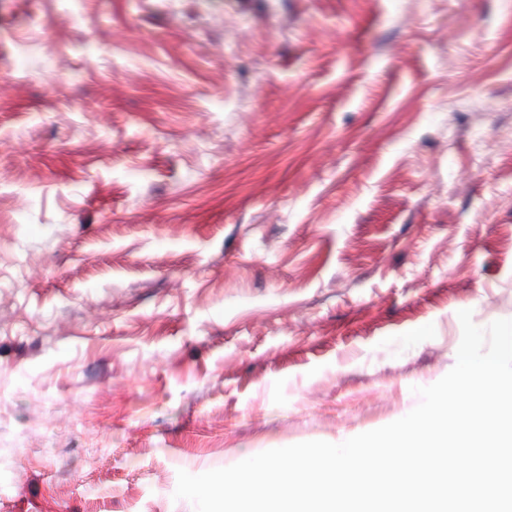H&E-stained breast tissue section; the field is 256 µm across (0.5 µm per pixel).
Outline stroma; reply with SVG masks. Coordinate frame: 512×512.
I'll list each match as a JSON object with an SVG mask.
<instances>
[{
  "label": "stroma",
  "instance_id": "35a3bbf8",
  "mask_svg": "<svg viewBox=\"0 0 512 512\" xmlns=\"http://www.w3.org/2000/svg\"><path fill=\"white\" fill-rule=\"evenodd\" d=\"M512 319V0H0V512L414 409Z\"/></svg>",
  "mask_w": 512,
  "mask_h": 512
}]
</instances>
